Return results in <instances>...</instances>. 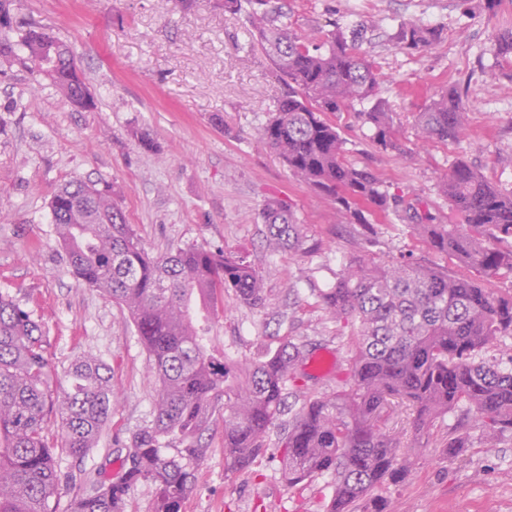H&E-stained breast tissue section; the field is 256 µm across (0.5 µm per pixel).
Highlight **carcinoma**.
Segmentation results:
<instances>
[{"label": "carcinoma", "instance_id": "1", "mask_svg": "<svg viewBox=\"0 0 512 512\" xmlns=\"http://www.w3.org/2000/svg\"><path fill=\"white\" fill-rule=\"evenodd\" d=\"M0 0V59L47 78L76 110L95 100L73 52L53 33L14 20ZM246 17L248 32L287 87L277 109L257 128L288 170L334 204L340 224H365V212L408 222L426 248L478 276H512V191H503L460 160L443 191L461 223L438 224L405 195H391L377 177L346 159V140L326 114L375 98L381 74L360 51L363 30L336 23L321 40L300 34L275 0H220ZM440 28L402 21L397 46L424 50ZM376 146L401 151L393 115L382 102L360 113ZM468 123L461 92L450 87L418 113L417 140L455 142ZM52 222L72 271L128 313L157 380L153 424L135 433L116 478L82 470L69 512H126L134 488L154 489L153 512H182L207 457L203 437L224 412V467L246 471L264 453L272 427L282 426V474L288 488L329 475L334 493L325 512H385L373 492L401 478L400 435L388 423L401 410L421 432L464 403L490 437L512 432V368L482 357L512 336V293L485 288L465 275L423 265L413 256L378 265L345 262L336 284L316 297L330 318L354 327L353 383L331 396L316 377L298 372L315 355L311 343L280 339L240 369L212 346L209 323L224 312V290L253 307L266 305L262 276L241 253L190 245L153 255L116 200L112 183L71 180L52 197ZM273 251L303 256L307 244L291 209L271 200L259 212ZM51 386L45 329L10 296L0 295V512H50L49 500L74 475L59 465L81 463L111 414V368L84 356ZM288 420H281L282 416Z\"/></svg>", "mask_w": 512, "mask_h": 512}]
</instances>
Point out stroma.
Segmentation results:
<instances>
[{"instance_id":"obj_1","label":"stroma","mask_w":512,"mask_h":512,"mask_svg":"<svg viewBox=\"0 0 512 512\" xmlns=\"http://www.w3.org/2000/svg\"><path fill=\"white\" fill-rule=\"evenodd\" d=\"M295 30L378 21L363 48L383 77L379 96L405 147L378 149L358 118L367 104L331 115L347 142V160L372 170L392 194H413L440 223L460 218L442 191L452 165L465 160L494 185L512 189V61L494 39L512 29V0H282ZM18 17L70 46L96 99L88 112L65 104L55 88L19 64L0 61V292L41 320L56 382L75 359L93 356L112 370L118 397L84 468L117 471L133 433L153 419L155 379L126 311L81 284L68 265L48 203L66 182L105 179L145 248L154 255L195 244L247 249L261 273L267 306L254 309L224 295L212 324L214 343L245 366L280 338L319 344L325 372L317 392L351 380L350 325L316 304L343 262L366 256L387 263L411 251L431 266L458 267L426 249L406 226L337 224L330 200L288 170L256 134L284 93L272 66L246 35L239 16L216 0H13ZM442 29L423 51L397 47L401 21ZM465 93L469 127L459 141L422 144L417 114L450 85ZM154 142L147 150L138 132ZM271 199L288 205L319 251L271 253L258 214ZM463 409L421 435L405 433L401 482L377 489L394 512H512V434L489 439L460 427ZM279 429L252 467L224 468V417L215 415L209 452L197 468L182 512H324L333 483L326 477L291 491L282 481ZM464 447L448 451L454 437Z\"/></svg>"}]
</instances>
